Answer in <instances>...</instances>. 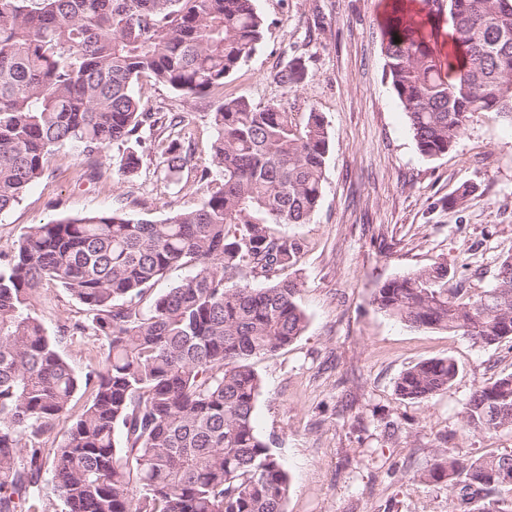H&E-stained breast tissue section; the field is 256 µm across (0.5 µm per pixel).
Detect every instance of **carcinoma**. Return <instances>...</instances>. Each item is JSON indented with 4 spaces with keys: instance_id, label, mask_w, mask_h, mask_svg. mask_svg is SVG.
I'll use <instances>...</instances> for the list:
<instances>
[{
    "instance_id": "1",
    "label": "carcinoma",
    "mask_w": 512,
    "mask_h": 512,
    "mask_svg": "<svg viewBox=\"0 0 512 512\" xmlns=\"http://www.w3.org/2000/svg\"><path fill=\"white\" fill-rule=\"evenodd\" d=\"M431 2L416 19L392 0L385 44L387 79L428 158L447 153L474 112L512 119V0ZM264 28L254 0H0V213L64 145L97 179L99 154L120 144L119 171L134 176L140 132L161 118L173 133L156 147L166 175L216 183L201 206L161 221L114 210L35 225L0 264V512H45L35 488L47 470L65 512H286L288 474L256 431L253 359L307 326L288 276L302 245L276 226L304 224L320 204L324 118L312 108L297 123L274 101L222 99L211 115L216 179L193 164L185 116L157 117L134 90L148 77L185 98L222 92ZM181 266L191 274L153 292ZM48 284L85 311L55 334L31 304ZM373 303L492 346L512 339V257L477 294L448 287L436 262L383 283ZM86 335L104 357L82 372L60 344ZM457 372L449 358L427 359L396 392L421 402ZM463 419L485 435L512 432V373L476 387ZM428 477L454 493L450 512H512V454L441 449ZM478 498L488 506L472 508Z\"/></svg>"
}]
</instances>
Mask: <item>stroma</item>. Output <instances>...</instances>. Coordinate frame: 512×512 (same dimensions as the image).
Masks as SVG:
<instances>
[{
	"label": "stroma",
	"mask_w": 512,
	"mask_h": 512,
	"mask_svg": "<svg viewBox=\"0 0 512 512\" xmlns=\"http://www.w3.org/2000/svg\"><path fill=\"white\" fill-rule=\"evenodd\" d=\"M386 2L256 0L263 38L224 86L258 106L277 101L300 121L316 109L330 138L317 210L307 223L280 227L303 244L290 275L307 327L253 361L262 383L256 429L288 473L286 512H448L447 483L425 478L436 449L512 453V433L473 434L462 418L475 386L512 371V340L483 348L400 323L373 303L384 282L437 261L448 265L449 287L480 292L512 255V123L473 113L451 151L423 157L385 76ZM290 63L303 67L302 80L276 83ZM138 89L153 111L185 113L195 163L210 166L216 97L186 99L145 78ZM167 135L160 125L143 129L133 178L117 175L121 146L101 152L94 181L75 149L55 150L39 181L0 213V260L30 227L55 218L121 209L161 220L199 207L206 186L172 183L156 165L154 148ZM465 184L472 193L454 203ZM34 310L52 333L82 313L54 285ZM446 357L458 365L448 390L422 402L399 398L405 369Z\"/></svg>",
	"instance_id": "stroma-1"
}]
</instances>
